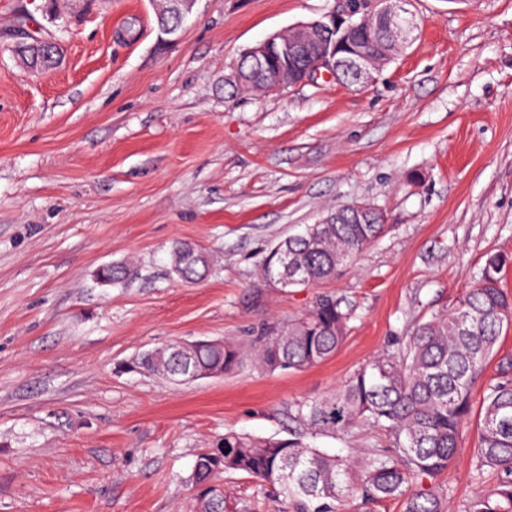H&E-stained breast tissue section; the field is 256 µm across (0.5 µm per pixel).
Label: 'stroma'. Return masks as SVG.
Instances as JSON below:
<instances>
[{"mask_svg": "<svg viewBox=\"0 0 512 512\" xmlns=\"http://www.w3.org/2000/svg\"><path fill=\"white\" fill-rule=\"evenodd\" d=\"M0 512H192L199 453L233 430L289 438L296 403L340 387L431 313L451 309L487 254L512 253V0H410L416 38L367 85L323 78L262 96L225 80L242 52L338 0H196L179 35L157 0H92L65 18L61 61L25 69L1 34ZM369 202L389 230L336 280L269 283L271 245L329 207ZM183 242L203 280L170 274ZM132 275L104 285V266ZM334 293L353 308L332 358L248 366L176 386L132 370L152 348L246 342ZM479 416L437 479L449 512L495 481L474 476ZM347 455L388 447L358 427L312 438ZM226 512H271L242 474ZM209 266L208 254L188 244L177 242L169 252L170 272L186 282L204 277Z\"/></svg>", "mask_w": 512, "mask_h": 512, "instance_id": "35a3bbf8", "label": "stroma"}]
</instances>
